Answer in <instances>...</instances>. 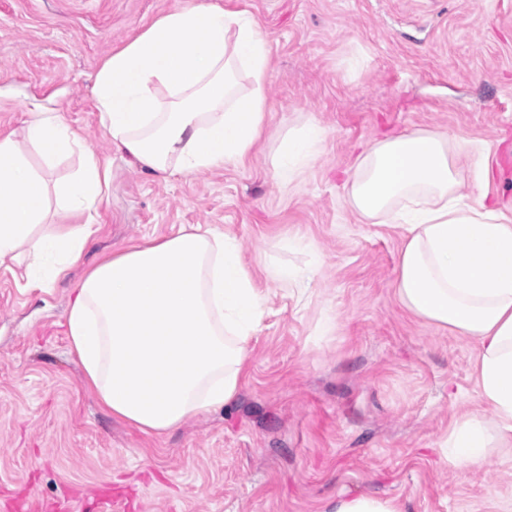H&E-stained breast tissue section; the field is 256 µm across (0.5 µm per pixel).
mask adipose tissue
<instances>
[{
  "label": "adipose tissue",
  "mask_w": 512,
  "mask_h": 512,
  "mask_svg": "<svg viewBox=\"0 0 512 512\" xmlns=\"http://www.w3.org/2000/svg\"><path fill=\"white\" fill-rule=\"evenodd\" d=\"M270 47L247 13L198 0L150 23L98 69L100 125L149 172L192 175L244 162L268 123ZM325 130L282 138L276 182L293 188L316 160ZM79 153L78 169L49 183L45 163ZM484 162L477 141L417 129L372 141L357 156L345 201L365 223L402 227L396 294L413 316L477 344L479 398L494 424L455 421L441 446L455 466L512 449V220L458 192L460 155ZM112 181L79 132L33 111L21 134L0 136V261L17 260L28 286L50 287L80 261L97 231L92 214ZM68 338L84 382L115 418L162 436L229 407L253 351L267 297L237 240L180 229L105 258L74 281ZM324 512H407L404 501L338 494Z\"/></svg>",
  "instance_id": "adipose-tissue-1"
}]
</instances>
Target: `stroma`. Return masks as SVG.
Instances as JSON below:
<instances>
[{
    "mask_svg": "<svg viewBox=\"0 0 512 512\" xmlns=\"http://www.w3.org/2000/svg\"><path fill=\"white\" fill-rule=\"evenodd\" d=\"M196 0H0V131L34 105L59 113L112 166L83 266L188 224L237 238L269 293L248 375L230 408L164 437L114 421L69 352L72 280L26 287L0 263V501L48 512L99 493L130 512H323L342 492L408 512H498L512 457L454 467L439 448L467 412L493 420L472 377L476 345L400 305L404 238L366 224L344 183L371 140L415 129L483 142L463 157L471 201L512 210V0H212L251 15L271 49L270 120L249 159L165 179L113 146L95 74L160 16ZM316 123L321 154L290 191L273 178L281 136ZM317 268L291 295L273 268Z\"/></svg>",
    "mask_w": 512,
    "mask_h": 512,
    "instance_id": "obj_1",
    "label": "stroma"
}]
</instances>
